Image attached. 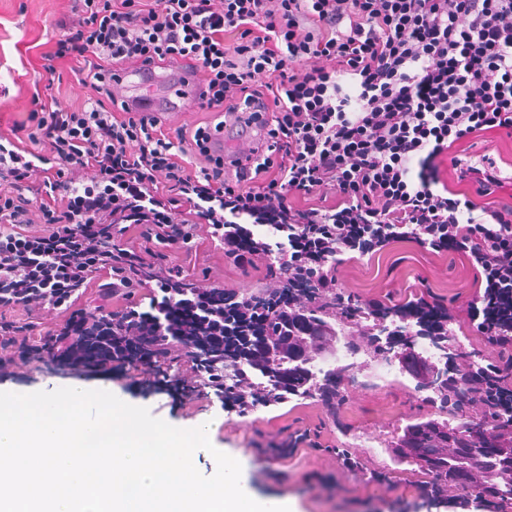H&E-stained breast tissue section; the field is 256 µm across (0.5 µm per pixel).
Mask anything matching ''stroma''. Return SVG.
Returning a JSON list of instances; mask_svg holds the SVG:
<instances>
[{"label": "stroma", "instance_id": "1", "mask_svg": "<svg viewBox=\"0 0 512 512\" xmlns=\"http://www.w3.org/2000/svg\"><path fill=\"white\" fill-rule=\"evenodd\" d=\"M72 6L73 0H0V88L6 90L0 95V133L9 134L13 124L26 117L35 84H51L53 94L72 108L82 107L91 96V87L72 72L70 63L55 62L49 71L43 59ZM485 155L494 158L501 170L498 199L512 205V137L504 132H482L457 145L450 158L439 165L441 179L450 189L466 191V184L457 180L456 160L474 162ZM197 265L229 290H249L263 277L259 268L242 273L222 251L207 243L198 251ZM337 276L348 293L362 300L373 298L393 305L421 294L427 300L445 302L455 315L456 334L468 337L472 348L484 356L496 354L468 312L481 278L464 253H437L416 240L399 238L376 252L347 259ZM101 385L168 424L207 426L213 448L197 450L193 459L197 469L210 475L215 463L213 451L224 452L240 461L241 486L249 496L287 504L290 512H456L446 504L424 503L412 473H400L391 483L377 484L342 470L330 453L345 436L366 433L379 445L360 449V456L374 468L391 466L393 436L421 408L413 379L382 382L375 388L348 385L336 424L327 418L322 405L312 400L276 407L260 405L241 417L221 410L203 394L180 400L155 390L140 370L57 368L40 360L31 361L15 378L1 379L0 391L24 393ZM270 442L284 448L273 460L261 452Z\"/></svg>", "mask_w": 512, "mask_h": 512}]
</instances>
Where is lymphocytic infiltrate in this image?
Returning <instances> with one entry per match:
<instances>
[{
  "mask_svg": "<svg viewBox=\"0 0 512 512\" xmlns=\"http://www.w3.org/2000/svg\"><path fill=\"white\" fill-rule=\"evenodd\" d=\"M61 29L45 60L71 63L97 97L72 109L34 90L26 119L0 135V379L35 356L136 364L181 398L205 386L223 400L204 361L223 356L237 297L170 260L191 255L201 230L241 269L265 259L258 303L284 314L334 294L346 253L405 233L463 251L485 283L469 304L478 329L512 330V206L495 197L497 163L460 167L471 195L439 189L437 165L477 133L512 135V0H75ZM165 64L199 74L198 109L263 128L246 163L225 162L201 127L206 164L189 171L156 113L106 108L115 72ZM36 219L43 234L28 232ZM133 226L142 246L123 242ZM103 274V298L121 306L79 307ZM48 307L66 312L63 326L35 332ZM185 359L190 375L171 376Z\"/></svg>",
  "mask_w": 512,
  "mask_h": 512,
  "instance_id": "obj_1",
  "label": "lymphocytic infiltrate"
}]
</instances>
